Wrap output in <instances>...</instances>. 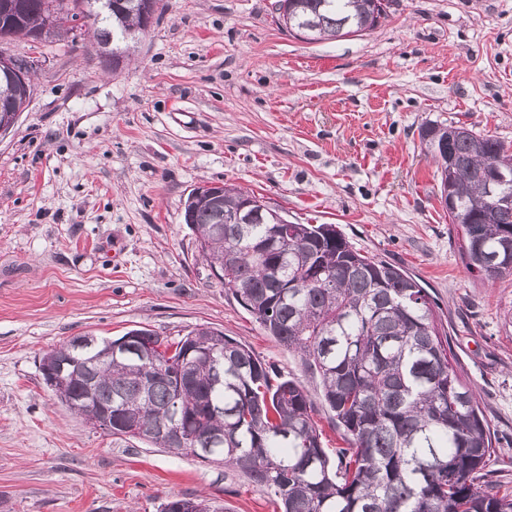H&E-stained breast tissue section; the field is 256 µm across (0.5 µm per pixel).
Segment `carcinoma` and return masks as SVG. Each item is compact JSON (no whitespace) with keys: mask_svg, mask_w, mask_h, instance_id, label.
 <instances>
[{"mask_svg":"<svg viewBox=\"0 0 512 512\" xmlns=\"http://www.w3.org/2000/svg\"><path fill=\"white\" fill-rule=\"evenodd\" d=\"M0 0V31L43 22L42 0ZM116 10L92 9L87 27L98 46L124 51V34L142 36L139 0ZM380 0H288V22L311 41L377 27ZM437 167L453 157L449 236H457L466 271L485 282L512 276V206L488 195L495 171L512 194V152L504 142L463 125L430 124L421 133ZM446 142L447 153L438 150ZM256 195L224 187V204L184 208L207 265H224L220 281L266 333L298 354L320 379L348 447L330 460L305 387L274 373L244 344L200 325L179 339L139 329L141 339L175 348L183 370L146 383L127 351L97 364L93 402L112 410V435L135 424L156 448L170 447L157 425L180 405L182 452L224 436L214 462L246 473L281 501L283 512H512V488H483L496 452L478 393L452 363L448 337L435 326L431 297L401 269L361 254L333 224L273 223L268 211L251 223H224V212ZM73 353L53 348L42 368ZM198 498H175L162 512H183Z\"/></svg>","mask_w":512,"mask_h":512,"instance_id":"1","label":"carcinoma"}]
</instances>
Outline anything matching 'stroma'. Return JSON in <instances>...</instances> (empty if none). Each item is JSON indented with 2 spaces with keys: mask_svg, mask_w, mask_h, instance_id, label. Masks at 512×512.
Listing matches in <instances>:
<instances>
[{
  "mask_svg": "<svg viewBox=\"0 0 512 512\" xmlns=\"http://www.w3.org/2000/svg\"><path fill=\"white\" fill-rule=\"evenodd\" d=\"M273 0H167L119 68L91 38L13 39L32 95L0 138V512H280L242 471L86 425L41 359L73 337L199 324L308 390L328 453L344 442L319 380L214 278L185 224L196 187L234 185L300 224H333L435 303L512 487V276H470L448 235L422 127L512 145V0H392L359 36L305 43Z\"/></svg>",
  "mask_w": 512,
  "mask_h": 512,
  "instance_id": "35a3bbf8",
  "label": "stroma"
}]
</instances>
